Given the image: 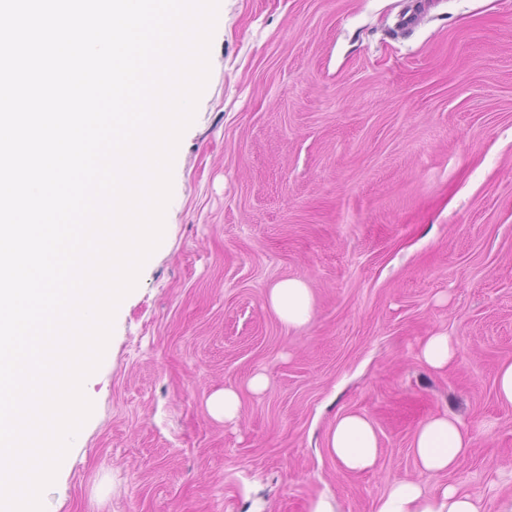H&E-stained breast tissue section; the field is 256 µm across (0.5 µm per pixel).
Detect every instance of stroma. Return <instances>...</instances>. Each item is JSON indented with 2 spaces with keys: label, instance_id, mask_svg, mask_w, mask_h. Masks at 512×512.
<instances>
[{
  "label": "stroma",
  "instance_id": "stroma-1",
  "mask_svg": "<svg viewBox=\"0 0 512 512\" xmlns=\"http://www.w3.org/2000/svg\"><path fill=\"white\" fill-rule=\"evenodd\" d=\"M164 222L47 512H309L322 495L373 512L401 479L485 512L512 497L495 388L512 362V0H219ZM287 278L312 290L298 329L266 302ZM436 332L455 349L441 371L420 359ZM227 387L233 425L207 409ZM347 411L377 430L375 471L328 451ZM446 411L473 446L430 475L412 441Z\"/></svg>",
  "mask_w": 512,
  "mask_h": 512
}]
</instances>
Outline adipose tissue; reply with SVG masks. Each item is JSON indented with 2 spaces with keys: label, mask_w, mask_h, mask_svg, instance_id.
Returning <instances> with one entry per match:
<instances>
[{
  "label": "adipose tissue",
  "mask_w": 512,
  "mask_h": 512,
  "mask_svg": "<svg viewBox=\"0 0 512 512\" xmlns=\"http://www.w3.org/2000/svg\"><path fill=\"white\" fill-rule=\"evenodd\" d=\"M268 305L278 319L290 328L309 323L314 301L307 283L288 278L275 283L268 291ZM473 443L470 431L452 414L429 417L414 434L412 451L421 471L445 473L453 470ZM327 448L339 466L349 472L373 470L379 456V440L372 421L363 414L345 412L338 415L327 435ZM375 512H484L480 496L444 485L427 492L411 479L394 481L380 497Z\"/></svg>",
  "instance_id": "1"
}]
</instances>
